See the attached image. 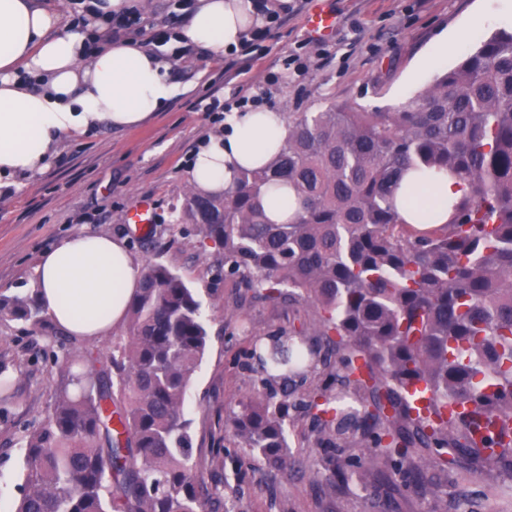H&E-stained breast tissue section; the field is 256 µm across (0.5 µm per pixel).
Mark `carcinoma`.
<instances>
[{
    "mask_svg": "<svg viewBox=\"0 0 512 512\" xmlns=\"http://www.w3.org/2000/svg\"><path fill=\"white\" fill-rule=\"evenodd\" d=\"M260 169L220 195L190 193L179 221L224 251L237 286L308 307L251 354L262 388L228 427L286 473L290 412L314 444L353 462L512 468V29L480 40L430 88L388 112H296ZM459 186L432 228L425 178ZM284 197L288 219L264 203ZM61 336L36 296L0 320ZM109 352L71 349L46 419L28 435L15 512H207L184 404L209 342L185 278L148 263Z\"/></svg>",
    "mask_w": 512,
    "mask_h": 512,
    "instance_id": "obj_1",
    "label": "carcinoma"
}]
</instances>
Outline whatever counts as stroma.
Wrapping results in <instances>:
<instances>
[{"label": "stroma", "mask_w": 512, "mask_h": 512, "mask_svg": "<svg viewBox=\"0 0 512 512\" xmlns=\"http://www.w3.org/2000/svg\"><path fill=\"white\" fill-rule=\"evenodd\" d=\"M333 16L329 36L312 32L314 7ZM249 56L197 49L175 58L168 81L177 93L140 128L100 129L65 140L41 174L19 179L0 194V298L37 290V260L71 232L121 236L139 263L160 261L195 289L210 328V343L186 398L200 477L215 488L218 512H512V474L476 472L467 463L429 470L440 484L431 496L407 474L363 470L361 480L330 486L317 471L323 448L303 446L310 418L297 413L288 437L296 464L288 473L268 469L225 430V417L257 384L250 337L238 318L262 334L300 325L309 313L295 304L266 305L218 271L222 250L193 225L178 223L189 189L187 171L200 145L228 129L227 118L195 110L215 94L225 103L250 96L248 110L316 112L353 104L386 111L431 86L472 52L479 37L512 26V0H288ZM456 44L435 67L419 65L441 36ZM154 207L142 237L131 234L129 209L141 199ZM65 352L57 339L28 323L0 320V376L16 402L0 409V502L14 503L22 482V438L39 426L53 401L57 367Z\"/></svg>", "instance_id": "obj_1"}]
</instances>
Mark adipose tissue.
Instances as JSON below:
<instances>
[{"label":"adipose tissue","mask_w":512,"mask_h":512,"mask_svg":"<svg viewBox=\"0 0 512 512\" xmlns=\"http://www.w3.org/2000/svg\"><path fill=\"white\" fill-rule=\"evenodd\" d=\"M260 23L251 0H196L178 35L182 44L220 53ZM106 29L100 19L84 28L64 24L36 0H0V189L46 168L64 137L140 126L173 94L160 56L135 40L105 39ZM93 35L98 47L89 52ZM229 126L196 152L190 185L223 192L239 168L263 165L286 134L274 108L235 114ZM142 272L125 239L74 232L41 256L35 276L52 320L94 339L124 324Z\"/></svg>","instance_id":"ef3b65f1"}]
</instances>
